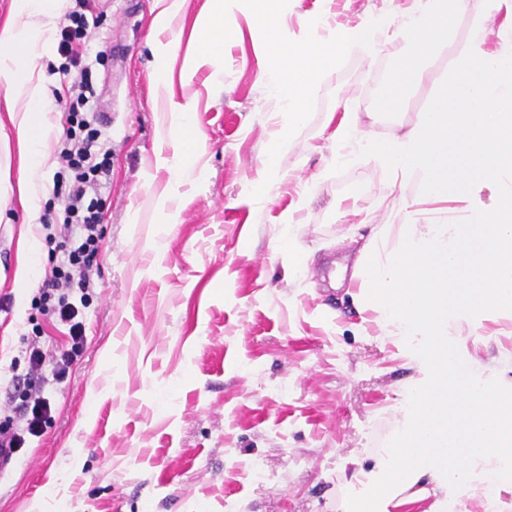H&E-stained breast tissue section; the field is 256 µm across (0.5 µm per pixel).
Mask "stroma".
Returning a JSON list of instances; mask_svg holds the SVG:
<instances>
[{"mask_svg": "<svg viewBox=\"0 0 512 512\" xmlns=\"http://www.w3.org/2000/svg\"><path fill=\"white\" fill-rule=\"evenodd\" d=\"M185 0L154 28L155 0H87L84 61L102 96L98 274L80 307L84 345L68 380L47 385L50 419L26 436L0 473V512H341L344 475L371 468L393 430L415 371L396 337L360 310L337 266L418 193L393 183L374 155L331 160L344 112L379 140L403 133L428 104L453 46L426 66L429 79L381 111L380 86L397 67L377 34L375 53L353 51L308 93L304 122L280 160L284 180L258 202V171L280 105L266 87L246 25L245 0H226L234 37L220 68L181 70L194 18ZM288 37L299 17L330 11L352 26L391 0H288ZM194 101L203 167L180 183L179 143L161 137L167 101ZM60 165L41 175L30 224L17 203L0 222V424L27 369L26 348L67 344L68 327L44 311L37 284L16 279L18 244H39L36 276L57 257L65 218L55 193ZM308 256L305 274L278 245L287 217ZM165 239V249L155 240Z\"/></svg>", "mask_w": 512, "mask_h": 512, "instance_id": "obj_1", "label": "stroma"}]
</instances>
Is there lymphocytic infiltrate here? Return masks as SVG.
I'll use <instances>...</instances> for the list:
<instances>
[{
  "instance_id": "obj_1",
  "label": "lymphocytic infiltrate",
  "mask_w": 512,
  "mask_h": 512,
  "mask_svg": "<svg viewBox=\"0 0 512 512\" xmlns=\"http://www.w3.org/2000/svg\"><path fill=\"white\" fill-rule=\"evenodd\" d=\"M67 18L69 24L60 31L58 50L74 72L69 87L56 92L55 102L57 108L67 112L70 123L59 158L71 177L56 189L66 214L60 228L62 256L46 269L39 292L41 302L51 303L52 314L68 324L70 341L67 348L50 357L38 345L30 346L27 374L31 381L26 385L22 407L15 410L17 422L0 427V457L7 459L23 444L25 435H38L51 415V403L44 395L45 385L41 381L43 373H50L53 382H63L83 349V327L69 295L76 287L83 291L91 288L98 266V226L102 221L99 176L106 171L107 155L98 143L100 130L93 128L83 113L84 107L98 98L82 55L88 23L76 11L68 13Z\"/></svg>"
}]
</instances>
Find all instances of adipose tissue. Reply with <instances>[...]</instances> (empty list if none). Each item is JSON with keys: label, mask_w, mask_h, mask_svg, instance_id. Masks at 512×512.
Here are the masks:
<instances>
[{"label": "adipose tissue", "mask_w": 512, "mask_h": 512, "mask_svg": "<svg viewBox=\"0 0 512 512\" xmlns=\"http://www.w3.org/2000/svg\"><path fill=\"white\" fill-rule=\"evenodd\" d=\"M250 33L270 94L288 121L265 152V186L281 181L280 157L292 127L306 117L307 90L355 48H369L374 33L395 28L399 64L383 85L380 102L395 107L405 90L422 84L421 61L468 19L448 73L407 132L375 142L357 113H345L336 130L335 162L349 147L371 151L405 180H417L430 201L456 198L465 215L415 223L411 213L386 224L356 262L359 307L372 311L387 335L397 337L418 372L407 391L390 441L370 470L351 479L358 490L343 512H449L455 496L477 500L495 512L502 492H512V381L483 358V335L494 323L512 335V0H404L397 11L339 28L328 13L300 22L303 37L288 39L286 0H247ZM0 20V77L7 83L0 105V201L16 198L31 218L41 211L40 175L53 163L56 127L43 105L47 78L42 61L54 48L63 0H13ZM506 21L491 22L497 15ZM191 64L219 65L231 32L224 0H208L193 21ZM497 47L486 50L489 36ZM18 163H11V156ZM499 198L495 209L475 202L482 190ZM474 337L472 348L460 343Z\"/></svg>", "instance_id": "adipose-tissue-1"}]
</instances>
